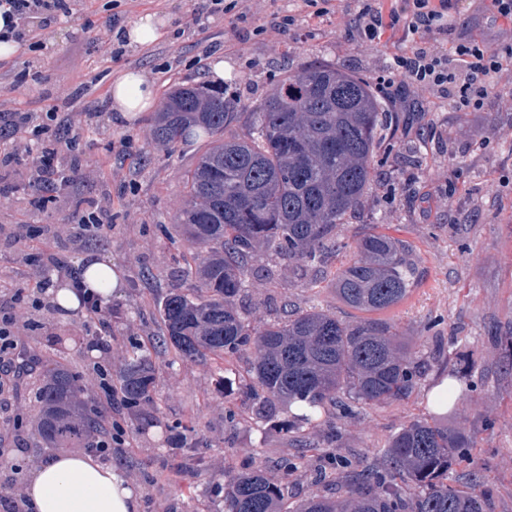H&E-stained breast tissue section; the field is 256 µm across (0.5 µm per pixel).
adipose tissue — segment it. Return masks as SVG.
<instances>
[{
  "mask_svg": "<svg viewBox=\"0 0 512 512\" xmlns=\"http://www.w3.org/2000/svg\"><path fill=\"white\" fill-rule=\"evenodd\" d=\"M110 109L131 121L155 105V89L139 70L123 69L112 79ZM30 512H137L138 500L118 467L89 456L56 455L33 469L25 489Z\"/></svg>",
  "mask_w": 512,
  "mask_h": 512,
  "instance_id": "1",
  "label": "adipose tissue"
}]
</instances>
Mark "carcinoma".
Instances as JSON below:
<instances>
[{"mask_svg": "<svg viewBox=\"0 0 512 512\" xmlns=\"http://www.w3.org/2000/svg\"><path fill=\"white\" fill-rule=\"evenodd\" d=\"M237 117L235 103L199 82L172 88L150 118L151 141L161 149L194 132L211 138L187 172L178 214L196 289L167 294L159 347L213 359L253 350L246 398L260 418L278 404L304 403L314 412L343 396L365 404L410 396L417 360L394 325L370 314L399 305L419 284L415 251L378 231L352 244L336 241V226L376 187V151L393 113L368 80L319 63L288 74L249 113L246 134L226 135ZM330 245L352 251L332 275L337 298L368 317L351 324L310 310L254 327L239 313L234 300L259 276L257 257L273 278L284 261L305 269L323 260ZM119 387L129 403L154 399L155 367L136 347ZM38 402V436L48 447H89L99 421L76 373L48 366ZM469 445L459 431L416 420L391 438L382 468L337 485L340 499L312 495L292 506L282 490L289 467L279 483L256 469L224 480V512H486L472 488L448 483L456 453ZM398 476L410 491L394 483Z\"/></svg>", "mask_w": 512, "mask_h": 512, "instance_id": "carcinoma-1", "label": "carcinoma"}]
</instances>
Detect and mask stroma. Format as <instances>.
<instances>
[{"mask_svg": "<svg viewBox=\"0 0 512 512\" xmlns=\"http://www.w3.org/2000/svg\"><path fill=\"white\" fill-rule=\"evenodd\" d=\"M204 2L119 0L112 6L77 0L72 16L52 22L47 48L27 44L0 60L6 89L0 130L17 112L34 126L54 112L71 119L79 140L73 153L58 143L79 177L44 209L30 206L24 191L0 193V312L16 318L18 349L31 360L27 375L0 393V512L23 492L28 474L54 454L36 434V394L46 365L67 364L84 398L99 401L100 380L115 381L133 343L156 364L158 394L153 403L118 402L104 413L127 431L128 444L113 450L112 462L135 493L138 512H223L218 488L225 477L255 462L274 471L286 456L297 462L285 489L289 501L335 496L338 473L314 482L328 425L340 435L337 456L359 470L382 465L390 437L417 418L468 435L471 448L450 470L449 483L466 486L472 473H482L476 486L489 512H512V72L498 75L479 112H460L436 94L411 91L412 108L399 113L391 134L400 151L377 168V188L360 211L336 229L345 242L373 229L387 233L411 243L422 258V285L384 314L425 363L415 390L402 400L354 404L348 417L332 409L323 420L292 429L293 411L261 421L242 405L253 351L225 363L155 354L158 303L171 289L190 294L195 288L184 273L191 248L177 216L185 174L208 143L187 139L170 157L148 137L149 113L116 123L108 108L112 76L140 69L161 97L174 85L209 81L213 63L224 59L235 78L223 88L245 107L228 132L241 135L248 105L262 101L287 71L325 63L371 80L415 40L389 30L380 43L359 47L360 0H335V12L317 19L309 18L304 0H238L234 15L198 25L194 17ZM286 9L296 16L287 30L278 24ZM145 12L168 17L165 37L117 56L98 49L96 40L111 20L124 26ZM473 38L495 48L510 45L512 24L494 17L482 0H451L447 33L424 44L443 50ZM124 138L131 141L126 152L119 149ZM91 202L110 210L111 225L99 233L76 216ZM51 254L74 265L104 254L121 270L123 286L111 299L117 310L111 353L93 349L85 311L63 319L52 304L36 306L41 293L35 283ZM349 258L334 252L307 273L285 267L274 279L251 280L236 305L254 326L310 309L355 322L359 312L338 300L330 285ZM446 377L459 392L453 410L437 417L428 396ZM231 404L237 412L232 425L225 420Z\"/></svg>", "mask_w": 512, "mask_h": 512, "instance_id": "1", "label": "stroma"}]
</instances>
